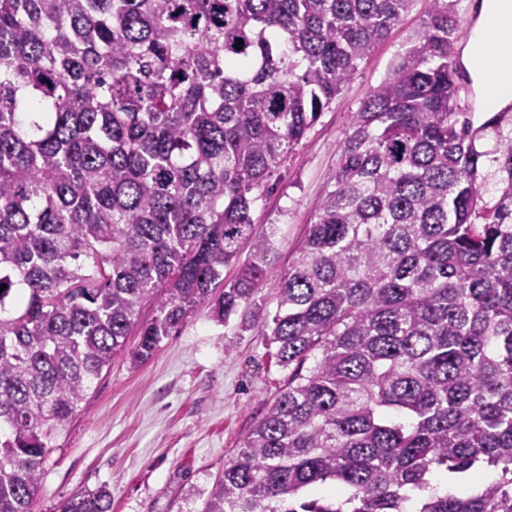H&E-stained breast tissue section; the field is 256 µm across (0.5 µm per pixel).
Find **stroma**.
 I'll return each instance as SVG.
<instances>
[{
    "label": "stroma",
    "mask_w": 512,
    "mask_h": 512,
    "mask_svg": "<svg viewBox=\"0 0 512 512\" xmlns=\"http://www.w3.org/2000/svg\"><path fill=\"white\" fill-rule=\"evenodd\" d=\"M428 8V0H413L288 157L278 185L255 203L257 229L275 232L274 276L255 295L265 312L277 309L275 276L292 262L330 187L354 113L411 47ZM273 351L241 315L222 325L201 308L147 362L115 355L46 458L34 512H57L76 491L103 486L112 512H201L225 462L288 380Z\"/></svg>",
    "instance_id": "stroma-1"
}]
</instances>
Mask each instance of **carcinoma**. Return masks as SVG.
I'll use <instances>...</instances> for the list:
<instances>
[{
    "mask_svg": "<svg viewBox=\"0 0 512 512\" xmlns=\"http://www.w3.org/2000/svg\"><path fill=\"white\" fill-rule=\"evenodd\" d=\"M411 2L0 0V512H33L129 337L141 363L189 313L251 304L273 249L252 207ZM429 5L252 315L288 385L202 512H512V113L458 111L461 19Z\"/></svg>",
    "mask_w": 512,
    "mask_h": 512,
    "instance_id": "1",
    "label": "carcinoma"
}]
</instances>
